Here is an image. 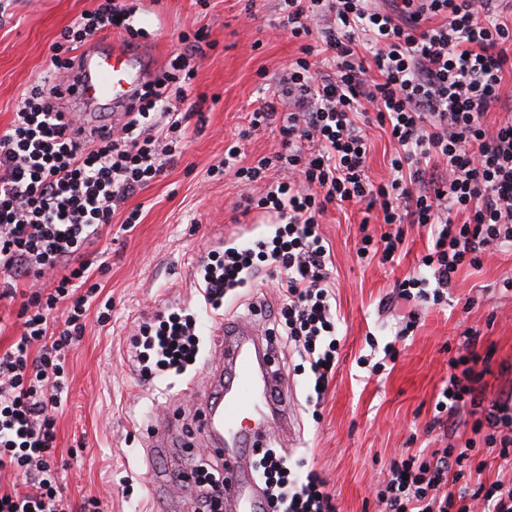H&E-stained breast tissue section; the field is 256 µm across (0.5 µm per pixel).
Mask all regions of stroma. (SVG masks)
I'll return each mask as SVG.
<instances>
[{
    "label": "stroma",
    "mask_w": 512,
    "mask_h": 512,
    "mask_svg": "<svg viewBox=\"0 0 512 512\" xmlns=\"http://www.w3.org/2000/svg\"><path fill=\"white\" fill-rule=\"evenodd\" d=\"M135 26L146 36L129 39L145 56L151 75H160L178 46V36L206 29L210 46L192 84L197 113L186 129L183 152L148 187L130 196L95 245L107 251L96 272L102 298L112 302V320L89 314L84 335L67 360L68 389L56 415L61 463L58 486L74 502L98 499L104 512H155L150 490L156 470L193 463L206 450L197 437V410L207 370L219 360L209 332L200 335L196 364L143 379L133 362L137 323L184 309L200 323L258 314L270 326L279 312V279L265 271L228 296L221 308L205 306L197 275L209 251L272 233L273 220L260 209H240L244 197H260L263 186L245 185L233 175L209 176L224 149L240 142L241 165L268 153L279 136L269 126L241 137L246 114L268 97L279 74L300 55V43L272 31L277 0H142ZM98 0H0V130L6 129L25 88L42 76L62 31ZM140 209L127 229L128 212ZM363 210L329 206L321 231L330 243L339 316L341 365L319 406L306 400L307 373L293 348L278 352L289 366L288 406L292 431L273 427L275 448L317 471L335 497L339 512H374V494L391 461L406 449L438 448L442 441L425 429L435 414V396L448 377V361L461 351L464 328L477 330L475 350L488 356L492 373L486 391L512 386V296L499 282L512 273V250L486 257L480 268L459 270L447 304L416 309L391 299L396 280L416 271L427 252L425 229H407L399 259L379 264L358 258ZM34 281L18 283V293L0 298V351L21 332L18 317ZM419 322L412 336L396 339L410 312ZM395 342L399 354L376 375L357 361L371 346ZM193 438L183 460L151 455L156 424L169 412Z\"/></svg>",
    "instance_id": "obj_1"
}]
</instances>
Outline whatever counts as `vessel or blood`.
Returning a JSON list of instances; mask_svg holds the SVG:
<instances>
[{"label": "vessel or blood", "instance_id": "b4317fda", "mask_svg": "<svg viewBox=\"0 0 512 512\" xmlns=\"http://www.w3.org/2000/svg\"><path fill=\"white\" fill-rule=\"evenodd\" d=\"M145 60L125 45L100 40L88 42L79 54V64L61 85L66 101L77 105L80 126L97 120L100 106L124 109L147 82ZM225 371L210 383L199 410L200 426L215 450L223 451L229 479L224 500L239 512H264L266 502L251 478L245 477L242 460L250 450L265 446L267 432L246 426L256 411L275 416L280 426L288 424V404H271L270 395L285 389L280 374L263 369V332L248 323L237 322L216 328ZM181 444L178 426L161 421L152 442L153 453L164 456Z\"/></svg>", "mask_w": 512, "mask_h": 512}]
</instances>
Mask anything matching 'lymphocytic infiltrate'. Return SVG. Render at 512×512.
I'll use <instances>...</instances> for the list:
<instances>
[{"label":"lymphocytic infiltrate","mask_w":512,"mask_h":512,"mask_svg":"<svg viewBox=\"0 0 512 512\" xmlns=\"http://www.w3.org/2000/svg\"><path fill=\"white\" fill-rule=\"evenodd\" d=\"M273 29L301 40L273 94L248 112L249 130L278 125L276 147L240 166L239 146L224 151V170L244 183L281 177L256 206L277 219L273 237H256L210 254L204 299L220 307L263 266L282 281L272 343L288 342L306 363L311 386L328 385L340 354L334 264L320 219L329 205H364L389 232L364 233L359 257L394 261L403 225L427 229L430 246L416 275L397 281L398 296L439 305L457 272L484 256L512 249V0H278ZM131 0H100L61 37L69 56L53 53L45 74L22 95L0 133V272L11 282L49 279L19 311L23 332L0 352V471L25 479L23 491L0 492V512H101L97 500L72 504L57 485L54 412L67 385L65 360L83 335L101 288L89 249L121 204L162 175L194 114L187 107L204 58V30L181 34L185 49L150 80L124 123L75 139L51 75L75 65L74 50L104 29L143 36ZM387 129L395 146L388 181L366 173V131L358 116ZM135 362L141 376L183 370L199 353L194 314L157 315L138 326ZM465 349L448 361L432 423L448 442L392 460L375 494L378 512H512V482L448 489L452 471L482 470L484 451L512 461V388L487 397L486 374L463 331ZM467 410L471 437L458 436L455 415ZM252 475L269 512H338L315 471L300 473L287 457L262 449Z\"/></svg>","instance_id":"obj_1"}]
</instances>
